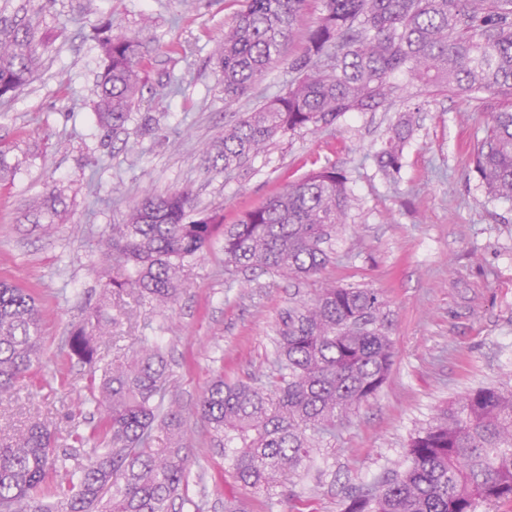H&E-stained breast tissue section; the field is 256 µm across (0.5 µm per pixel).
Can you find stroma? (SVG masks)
Instances as JSON below:
<instances>
[{
	"label": "stroma",
	"instance_id": "1",
	"mask_svg": "<svg viewBox=\"0 0 512 512\" xmlns=\"http://www.w3.org/2000/svg\"><path fill=\"white\" fill-rule=\"evenodd\" d=\"M240 8L239 0H45L37 19L49 47L27 90L0 102V279L36 290L47 342L30 388L0 397V436L23 429L35 409L62 432L79 419L88 368L59 365L62 341L98 296V238L124 223L134 201L188 187L200 208L234 224L328 166L346 179L352 206L322 275L383 293L394 357L376 396L317 435L297 474L265 492L244 489L231 476V453L212 451L194 411L216 370L267 380L279 317L312 295L313 281L225 267L214 246L188 267L171 307L138 308L105 355L132 354L145 334L157 338L171 364L168 392L188 416L189 494L202 512L231 504L237 512H346L351 492L398 469L440 409L471 390L512 386V201L488 196L471 162L497 101L428 98L391 177L374 155L404 111L399 103L275 139L233 174L208 171L205 151L225 126L287 90V63L304 55L321 5L308 0L284 63L228 105L212 52ZM104 17L148 47L142 92L115 132L93 118L102 71L94 26ZM50 186L68 221L47 237L29 204Z\"/></svg>",
	"mask_w": 512,
	"mask_h": 512
}]
</instances>
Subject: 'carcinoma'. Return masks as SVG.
I'll return each mask as SVG.
<instances>
[{"instance_id":"obj_1","label":"carcinoma","mask_w":512,"mask_h":512,"mask_svg":"<svg viewBox=\"0 0 512 512\" xmlns=\"http://www.w3.org/2000/svg\"><path fill=\"white\" fill-rule=\"evenodd\" d=\"M216 48L224 100L244 94L282 61L283 47L307 0H241ZM96 117L118 129L141 89L142 42L103 25ZM48 42L24 20L0 16V99L27 87ZM288 91L224 129L206 153L207 169L241 168L276 137L329 127L348 112H376L389 100L441 93H487L499 102L472 154L486 193L512 201V0H321L305 55L289 63ZM413 131L401 118L375 155L388 175L401 167ZM352 196L329 168L304 178L236 224L200 210L189 188L145 194L125 224L101 236L100 293L117 314L92 308L71 326L62 361L89 366L82 404L90 417L70 428V450L34 416L0 443V512H184L191 478L188 419L165 403L168 362L149 336L125 360L105 359L125 306L163 311L185 287L184 271L217 242L224 264L281 278L322 273V244L346 229ZM59 193L36 211L46 231L65 221ZM393 319L373 288L324 280L280 316L271 381L255 386L219 372L202 390L196 414L219 451L233 449L231 476L261 491L309 461L313 437L374 397L393 361ZM46 336L35 290L0 281V397L22 387L39 362ZM167 445L151 449L154 432ZM512 499V389L486 387L440 410L410 444L403 469L356 493L347 512H477Z\"/></svg>"}]
</instances>
